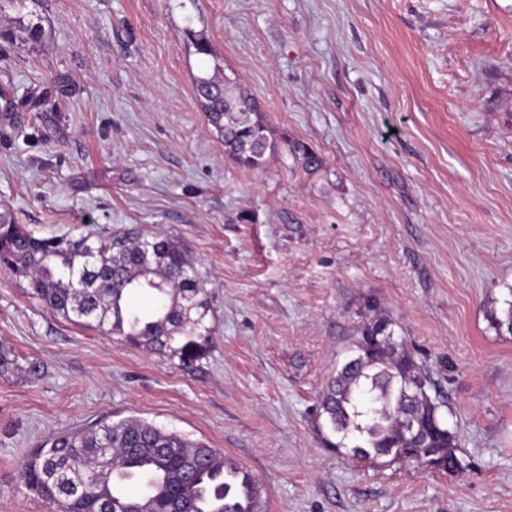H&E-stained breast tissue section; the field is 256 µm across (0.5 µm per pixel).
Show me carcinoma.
Listing matches in <instances>:
<instances>
[{
  "instance_id": "obj_1",
  "label": "carcinoma",
  "mask_w": 512,
  "mask_h": 512,
  "mask_svg": "<svg viewBox=\"0 0 512 512\" xmlns=\"http://www.w3.org/2000/svg\"><path fill=\"white\" fill-rule=\"evenodd\" d=\"M34 15H20L0 39L39 43ZM196 98L224 152L240 165L261 166L274 143L256 100L240 84L212 77L195 81ZM0 267L30 280L33 295L68 321L126 342L163 352L179 336L210 331L204 283L180 246L161 234L104 238H37L0 215ZM149 293L151 310L133 309L128 298ZM374 316L358 329L356 355L323 391L319 406L336 449L360 461L413 460L443 472L463 469L458 437L444 423V402L429 369L404 345L389 339L390 319ZM419 416L420 439H406L403 416ZM221 453L202 441L142 419L98 423L47 438L19 467L20 483L54 505L56 512H104L110 501L132 512H265L259 484L248 491L215 482Z\"/></svg>"
}]
</instances>
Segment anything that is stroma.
Instances as JSON below:
<instances>
[{
    "mask_svg": "<svg viewBox=\"0 0 512 512\" xmlns=\"http://www.w3.org/2000/svg\"><path fill=\"white\" fill-rule=\"evenodd\" d=\"M0 40V213L38 237L177 241L209 333L153 352L0 270V512H53L17 464L138 417L258 481L267 512H512V0H28ZM209 54L198 53L196 41ZM258 100L276 148L224 153L194 80ZM322 161L306 168L295 146ZM375 301L459 432L446 473L329 448L319 410ZM27 0H10L18 8V16L15 19V26L5 32L0 31V39L20 40L22 42L39 43L44 37V30L38 18L34 20V15H21Z\"/></svg>",
    "mask_w": 512,
    "mask_h": 512,
    "instance_id": "stroma-1",
    "label": "stroma"
}]
</instances>
